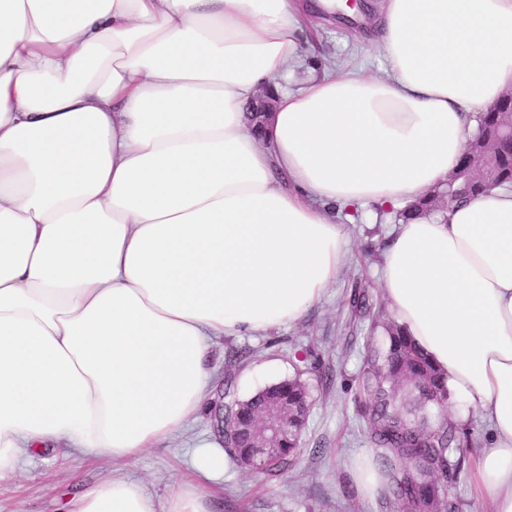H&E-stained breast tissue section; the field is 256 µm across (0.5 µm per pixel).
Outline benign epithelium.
<instances>
[{
  "instance_id": "1",
  "label": "benign epithelium",
  "mask_w": 512,
  "mask_h": 512,
  "mask_svg": "<svg viewBox=\"0 0 512 512\" xmlns=\"http://www.w3.org/2000/svg\"><path fill=\"white\" fill-rule=\"evenodd\" d=\"M489 112L496 115L495 127L485 137L468 143L464 163L449 181L448 193L452 195L470 199L504 183L497 163V153L504 146L512 147V91L492 105ZM211 417L218 435L227 440L232 439L234 430L228 427L227 422L234 420V413L228 412L224 396H219L213 402ZM260 419L268 438L278 437L288 431V418L279 412L273 402L262 409Z\"/></svg>"
}]
</instances>
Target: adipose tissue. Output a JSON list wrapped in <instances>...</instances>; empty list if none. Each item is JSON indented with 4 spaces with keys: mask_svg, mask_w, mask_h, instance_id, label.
<instances>
[{
    "mask_svg": "<svg viewBox=\"0 0 512 512\" xmlns=\"http://www.w3.org/2000/svg\"><path fill=\"white\" fill-rule=\"evenodd\" d=\"M343 0H0V480L47 446L134 462L210 383V340L297 322L340 275L339 212L446 183L512 88V0H380L384 77L300 85ZM274 92L262 132L243 112ZM407 336L486 422L512 512V191L395 225L379 270ZM106 478L69 512H215Z\"/></svg>",
    "mask_w": 512,
    "mask_h": 512,
    "instance_id": "1",
    "label": "adipose tissue"
}]
</instances>
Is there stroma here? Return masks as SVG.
<instances>
[{
	"instance_id": "obj_1",
	"label": "stroma",
	"mask_w": 512,
	"mask_h": 512,
	"mask_svg": "<svg viewBox=\"0 0 512 512\" xmlns=\"http://www.w3.org/2000/svg\"><path fill=\"white\" fill-rule=\"evenodd\" d=\"M374 2L356 0L350 18L329 16L323 32L327 62L348 61L382 75V60L367 39L374 27ZM394 222L393 213L375 207L358 210L348 220L347 262L322 300L299 322L254 336L224 335L211 341V390L226 386L242 400L282 379L298 376L306 382L311 410L300 451L282 477L270 480L231 462L223 476L203 481L196 471L198 457L220 445L210 414L204 411L128 465L75 449L26 454L15 476L0 481V512H67L71 496L106 475L139 480L159 501L184 483H201L219 498L220 512H389L382 493H362L352 465L371 449L361 431L357 383L372 320L391 313L378 269ZM358 288L369 295V307L361 312L349 304ZM441 412L468 437L463 471L454 486L462 512H487L489 503L477 494L473 474L478 456L492 442L491 430L474 410H462L456 397H449Z\"/></svg>"
}]
</instances>
